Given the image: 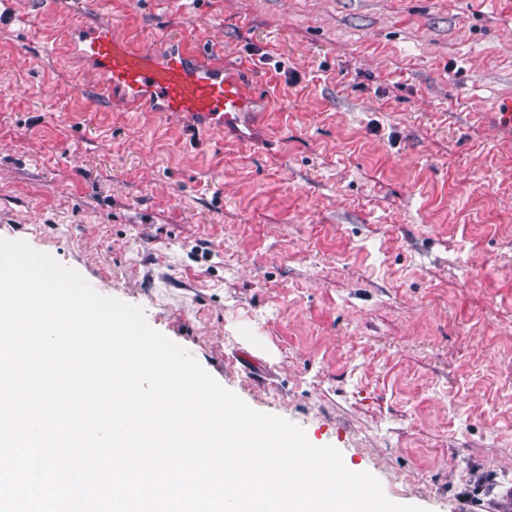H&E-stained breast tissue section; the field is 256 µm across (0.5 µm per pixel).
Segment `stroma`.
Instances as JSON below:
<instances>
[{"label":"stroma","mask_w":512,"mask_h":512,"mask_svg":"<svg viewBox=\"0 0 512 512\" xmlns=\"http://www.w3.org/2000/svg\"><path fill=\"white\" fill-rule=\"evenodd\" d=\"M205 41L241 130L131 112L79 58ZM512 0H0V238L143 308L385 495L512 486Z\"/></svg>","instance_id":"stroma-1"}]
</instances>
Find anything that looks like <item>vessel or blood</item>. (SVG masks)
Here are the masks:
<instances>
[{"instance_id": "vessel-or-blood-1", "label": "vessel or blood", "mask_w": 512, "mask_h": 512, "mask_svg": "<svg viewBox=\"0 0 512 512\" xmlns=\"http://www.w3.org/2000/svg\"><path fill=\"white\" fill-rule=\"evenodd\" d=\"M76 50L104 75L105 92L127 105L191 115L210 128L248 123L259 106L240 77L198 44L175 39L163 53L134 50L111 29L96 28L82 36Z\"/></svg>"}]
</instances>
